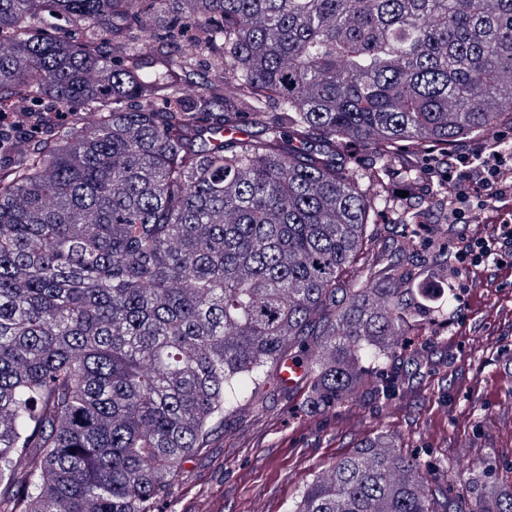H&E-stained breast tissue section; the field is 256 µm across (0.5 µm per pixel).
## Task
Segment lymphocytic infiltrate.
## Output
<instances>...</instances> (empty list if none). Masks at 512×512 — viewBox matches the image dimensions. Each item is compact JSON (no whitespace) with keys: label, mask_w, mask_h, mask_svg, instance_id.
<instances>
[{"label":"lymphocytic infiltrate","mask_w":512,"mask_h":512,"mask_svg":"<svg viewBox=\"0 0 512 512\" xmlns=\"http://www.w3.org/2000/svg\"><path fill=\"white\" fill-rule=\"evenodd\" d=\"M449 224L465 225L451 274L460 288L473 285L478 267L500 268L512 287V151L496 147L453 155L448 162Z\"/></svg>","instance_id":"lymphocytic-infiltrate-1"}]
</instances>
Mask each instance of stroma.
Wrapping results in <instances>:
<instances>
[{
  "instance_id": "1",
  "label": "stroma",
  "mask_w": 512,
  "mask_h": 512,
  "mask_svg": "<svg viewBox=\"0 0 512 512\" xmlns=\"http://www.w3.org/2000/svg\"><path fill=\"white\" fill-rule=\"evenodd\" d=\"M375 221L369 252L426 271L418 299L454 319L445 329L415 325L401 360L409 378L405 394L389 402L369 393L357 404L312 413L302 391L266 388L262 412L239 407L206 447L180 463L164 512H288L312 475L381 429L420 454L432 467L433 484L452 500L465 496V479L449 480L436 459L468 463L490 456L500 471L512 469V288H476L459 302L448 276L429 274L442 261L437 245L447 241V225L431 226L432 248L409 251L384 215ZM424 355L435 364L423 374L417 360Z\"/></svg>"
}]
</instances>
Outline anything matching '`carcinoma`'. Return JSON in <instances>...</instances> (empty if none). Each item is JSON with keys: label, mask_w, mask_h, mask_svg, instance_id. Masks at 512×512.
<instances>
[{"label": "carcinoma", "mask_w": 512, "mask_h": 512, "mask_svg": "<svg viewBox=\"0 0 512 512\" xmlns=\"http://www.w3.org/2000/svg\"><path fill=\"white\" fill-rule=\"evenodd\" d=\"M511 85L512 0H0V512H157L290 358L312 413L400 396L433 311L362 262L370 214L448 223V152ZM467 475L448 508L381 430L290 512H512L493 459Z\"/></svg>", "instance_id": "carcinoma-1"}]
</instances>
